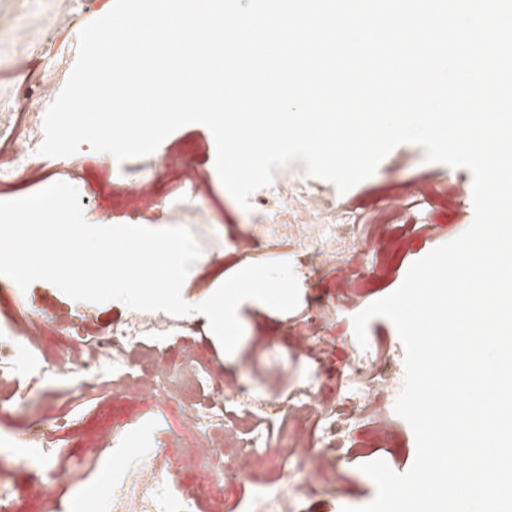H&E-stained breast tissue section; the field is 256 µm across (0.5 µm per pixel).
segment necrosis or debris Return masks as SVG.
Segmentation results:
<instances>
[{"label":"necrosis or debris","mask_w":512,"mask_h":512,"mask_svg":"<svg viewBox=\"0 0 512 512\" xmlns=\"http://www.w3.org/2000/svg\"><path fill=\"white\" fill-rule=\"evenodd\" d=\"M40 128V118L29 112H12L0 118V140L12 147L8 164L0 168V183L41 169ZM252 204L267 217L235 239L241 255L252 254L256 243L264 238L286 241L296 248L299 271L306 276L355 243V214L336 210L306 187L289 181L287 169L275 170L272 185L260 189ZM48 310L56 314V321H45L37 314L21 315L11 321L7 341L0 342L1 400L24 397L20 362L37 350L42 356L34 380L41 384L75 375L89 388L104 379L113 392L157 398L161 380L177 368L203 393L202 399L183 409L182 429L194 435L196 456L217 471L222 470L224 454L229 450L247 464L261 460L267 450L262 437L254 432L256 421L264 420L273 410L289 415V439L298 452L288 464L298 478L269 482L253 476V494L246 512H296L300 496L316 494L328 480L329 468L335 467L347 450L349 430L360 407L370 396L391 399L397 394L392 354L376 342L365 348L351 345L342 392L332 391L317 372L293 393L283 394L280 388L285 371L277 367L270 370L269 390L262 397L225 380L222 368L200 354L193 339L196 327L189 317L132 310L99 327L75 309L52 304ZM324 319L321 306L308 308L305 327L291 344L294 359L313 357L328 364L334 350L319 336ZM69 325L80 328V335L67 334ZM171 336L183 339L173 353L164 345ZM150 340L157 348L146 361L142 350ZM73 425V419L56 411L29 419L25 443L38 449L44 468H52L56 460V450L45 438L46 427L69 429ZM165 456L164 449H155L149 460L133 471L129 484L113 494L111 512H195V495L162 478L158 462Z\"/></svg>","instance_id":"1"}]
</instances>
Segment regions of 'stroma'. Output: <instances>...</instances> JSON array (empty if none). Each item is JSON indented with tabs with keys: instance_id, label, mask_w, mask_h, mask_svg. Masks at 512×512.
<instances>
[{
	"instance_id": "stroma-1",
	"label": "stroma",
	"mask_w": 512,
	"mask_h": 512,
	"mask_svg": "<svg viewBox=\"0 0 512 512\" xmlns=\"http://www.w3.org/2000/svg\"><path fill=\"white\" fill-rule=\"evenodd\" d=\"M112 4L113 0H88L76 10L70 0H0V15L10 16L14 22L13 34L0 40V55L29 60L33 81H67L69 59L55 56L51 43H73L81 30L105 15ZM43 16L53 18L52 33L40 30L38 20ZM157 153L163 164L151 175L150 193L165 199L162 207L135 213L113 191L114 185L139 180L150 165L149 158L121 162L113 155L92 151L86 144L74 155L49 158L37 178L0 187V201L23 198L54 182L65 181L78 189L85 217L94 225L187 228L198 223L200 217H207L213 235L223 240L224 248L210 265L194 263L186 277L194 293L204 298L223 283L225 269L239 270L250 263L270 261L295 262L293 247L277 241L265 243L249 258L238 256L233 240L249 224L251 216L221 183L215 168V140L206 126L191 123L178 128L163 140ZM420 177L435 180L447 188L446 199L430 198L414 208L418 224L435 225V232L415 235L405 248L398 246L394 238L376 236L373 225L390 221L386 199L392 186L398 183L410 189ZM316 191L338 206L353 209L358 217L357 245L341 263L353 273L351 292L338 293L337 268L341 265L328 264L315 271L310 279L300 280L299 304L294 310L282 312L257 300L244 301L238 308L243 337L230 354L223 350L207 318L199 313L193 316L200 328L197 341L204 355L222 365L228 377L255 394L265 393L267 374L275 364L288 365V374L283 379L288 392L315 370L313 361L292 360L290 340L283 331L287 324L302 326L304 313L314 301L325 307L321 336L335 347V357L327 371L334 384H341L345 351L355 338L353 315L394 292L413 262L465 231L474 217L471 170L427 162L423 148L413 143L394 148L373 176L347 193H338L333 184L324 180L317 181ZM49 299L83 311L102 325L127 310L118 300L94 304L71 299L45 280L33 281L22 289L9 277H0V309L5 313L17 309L36 313ZM51 403L68 411L79 423L74 430L48 433L57 450L53 512H108L113 482L159 446L176 463L178 482L199 489L196 512H211L215 500L222 502L223 512H241V500L253 492L248 478L234 468V455H226L227 467L220 475L196 460L192 436L179 429L180 396H173L170 409L164 410L151 399L130 401L113 395L106 383L90 389L76 378L49 386H33L20 401L0 400V435L12 440L11 453L17 458L15 467L6 476L8 482L26 484L31 473L40 469L39 457L33 449L21 447L20 442L25 436L27 415L38 414ZM389 419L391 433L379 437L372 430V408H364L356 415L350 429L353 446L339 461L347 481L345 494L336 495L331 485H324L316 495L302 499V512H341L345 506L362 507L370 503L376 495V485L362 472V464L382 459L399 473L410 468L416 454L414 434L397 414H390ZM112 426L121 432L119 443L102 445L101 432ZM74 468L83 475V489L79 492L68 478Z\"/></svg>"
}]
</instances>
